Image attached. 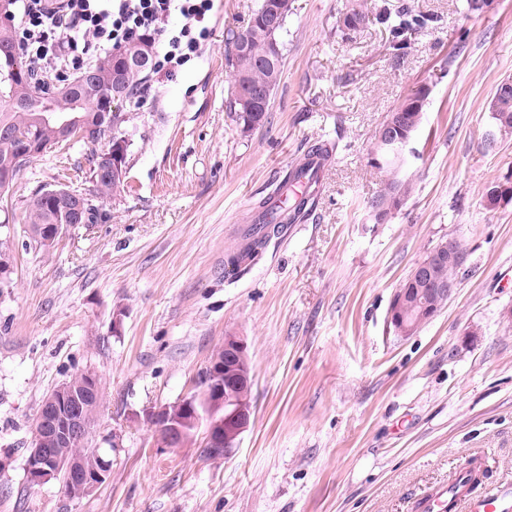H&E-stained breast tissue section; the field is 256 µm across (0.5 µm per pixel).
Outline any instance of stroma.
Returning a JSON list of instances; mask_svg holds the SVG:
<instances>
[{
    "label": "stroma",
    "mask_w": 512,
    "mask_h": 512,
    "mask_svg": "<svg viewBox=\"0 0 512 512\" xmlns=\"http://www.w3.org/2000/svg\"><path fill=\"white\" fill-rule=\"evenodd\" d=\"M348 0H293L282 80L263 124L227 105L226 56L258 0H214L197 57L149 73L122 107L126 187L102 222L29 244L32 193L92 187L93 144L28 162L0 195V512H416L426 492L473 465L474 494L512 485V203L486 187L512 176V133L490 104L512 78V0H407L434 16L394 56L385 26L350 34ZM425 120L400 169L402 206L377 223L389 171L371 164L387 114L419 86ZM339 140L315 205L237 273L229 249L290 166ZM462 240L458 288L409 336L389 317L398 288L439 241ZM251 357L253 414L229 455L161 448L151 411L199 393L225 337ZM81 372L103 397L88 437L112 471L87 496L37 486L26 463L43 399Z\"/></svg>",
    "instance_id": "1"
}]
</instances>
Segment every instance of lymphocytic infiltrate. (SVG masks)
Wrapping results in <instances>:
<instances>
[{
    "label": "lymphocytic infiltrate",
    "mask_w": 512,
    "mask_h": 512,
    "mask_svg": "<svg viewBox=\"0 0 512 512\" xmlns=\"http://www.w3.org/2000/svg\"><path fill=\"white\" fill-rule=\"evenodd\" d=\"M17 41L34 64L57 77L132 39L155 36L156 71L166 76L196 56L208 36L201 25L212 0H19ZM181 16L184 23L173 27Z\"/></svg>",
    "instance_id": "obj_1"
}]
</instances>
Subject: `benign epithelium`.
<instances>
[{"label": "benign epithelium", "instance_id": "obj_1", "mask_svg": "<svg viewBox=\"0 0 512 512\" xmlns=\"http://www.w3.org/2000/svg\"><path fill=\"white\" fill-rule=\"evenodd\" d=\"M91 73L84 74L78 81L59 89L62 96L75 99V106H83V92ZM242 102L257 109L268 105V94L248 87L239 89ZM38 120L52 124L59 139H68L73 131L81 128L90 130L87 118L77 112L42 113ZM124 144L120 143L102 155L95 176L114 182L124 181L126 169L121 164ZM44 195L54 199L67 213L69 223H81V217L88 205L90 195L79 194L66 189L53 188ZM494 196L499 202L484 199L488 209H496L512 197V185L501 182L495 188ZM420 287L416 296L440 293L452 297L457 288L454 279L448 282L436 280L430 269L419 264L412 270ZM221 354L213 357L208 365V386L201 394L186 396L150 414V421L156 427L158 444L166 448L183 445L192 430L200 424L207 429L206 444L211 448L229 452L237 447L240 436L251 422L253 413L250 389L252 378L249 370L241 366L247 356V344L240 338L229 337L220 347ZM80 381H67L54 389L46 398L47 417L42 419L35 431L36 446L43 443L56 448H74L84 443L91 429L90 410L98 404L99 379L90 373L79 375ZM112 460L101 455L90 459L69 453L51 451L32 452L27 465L31 484L41 485L52 479L62 480L67 492L73 497L93 492L108 478Z\"/></svg>", "mask_w": 512, "mask_h": 512}]
</instances>
